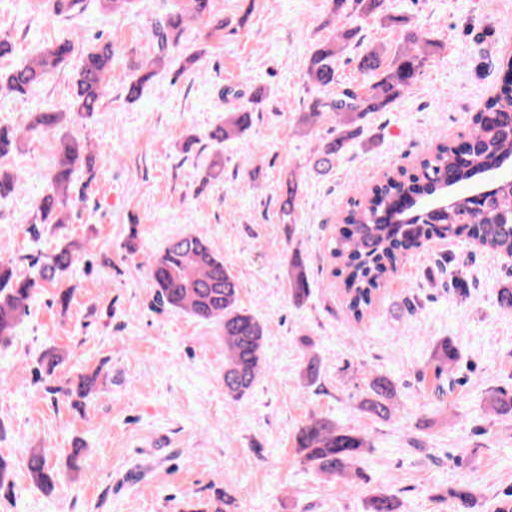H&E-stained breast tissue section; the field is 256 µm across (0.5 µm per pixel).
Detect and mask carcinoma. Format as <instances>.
<instances>
[{"label":"carcinoma","instance_id":"1","mask_svg":"<svg viewBox=\"0 0 512 512\" xmlns=\"http://www.w3.org/2000/svg\"><path fill=\"white\" fill-rule=\"evenodd\" d=\"M52 14L70 17L81 12L84 0H50ZM386 0H332L325 26L330 34L309 52L303 79L311 90L325 95L312 98L299 113L297 126L310 133L327 114L336 116V134L319 140L312 157V168L319 174L331 172L336 159L364 132L369 115L390 109L417 82L436 48L430 33L420 27L405 31L394 48L383 44H363L362 27L347 22L350 17L368 18L395 25L405 22L385 5ZM212 0H174L152 23V54L133 66L126 87L127 97L140 98L144 87L173 64V51L179 46L188 25L211 12ZM358 47L357 68L368 78L359 86L340 83L338 64L349 50ZM74 49L70 39L45 47L26 65L0 74V96H26L42 85L45 77L63 68ZM115 50L111 43L94 44L83 53L74 75L75 95L65 112L41 109L30 113L22 128L0 126V159L18 151L28 133L51 134L57 140L55 162L49 177V193L38 202L40 222L66 224L68 214L81 195L72 191L77 173L92 168L96 154L85 141L65 130V124L91 118L99 111L106 94ZM252 126V110L246 107L228 113L224 124L211 134L221 144L245 135ZM474 147L465 164H460L451 143H440L418 159L417 173L387 174L351 200L342 222L351 230L334 241L332 255L343 261L342 286L347 310L357 322L372 306L375 296L397 272L402 260L401 246L429 236L475 238L493 254L512 253V182H500L492 190L474 194L458 191L448 207L434 209L424 202L416 209L413 222L398 217L396 202L413 195L432 197L442 183L461 187L474 174L487 172L506 159H512V85H503L472 117ZM300 175L285 174L280 212L288 223L296 221L299 208ZM21 176L11 169H0V200L18 193ZM80 243L61 242L50 252L33 257L27 269L22 261L0 259V342L16 335L28 316L30 303L40 290L58 284L82 262ZM156 302L199 320L213 323L224 336V393L241 400L265 370L263 346L265 326L239 305L238 278L207 245L204 234L190 233L172 239L160 251L144 255ZM311 294L307 265L302 251L294 249L288 257V296L301 306ZM437 375L448 374L458 358L456 346L444 339L433 350ZM62 357L48 350L39 358L37 378L52 376ZM322 361L315 354L303 356L300 377L312 386L321 377ZM99 373L79 376L77 395L86 399L97 389ZM397 388L384 374L371 377L359 409L377 419L392 417ZM488 408L497 417H512V391L494 389ZM295 447L300 461L317 472L335 477L352 488L368 483L359 468L370 439L335 419L311 414L297 427ZM48 449L28 451L25 466L33 484L44 492L53 489L57 472L48 464ZM395 496L375 491L367 501V512H397Z\"/></svg>","mask_w":512,"mask_h":512}]
</instances>
